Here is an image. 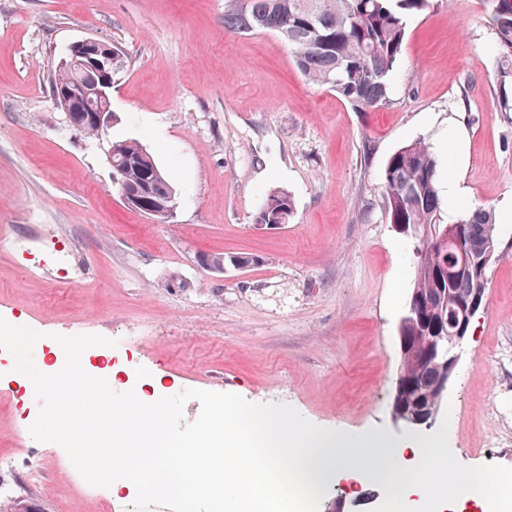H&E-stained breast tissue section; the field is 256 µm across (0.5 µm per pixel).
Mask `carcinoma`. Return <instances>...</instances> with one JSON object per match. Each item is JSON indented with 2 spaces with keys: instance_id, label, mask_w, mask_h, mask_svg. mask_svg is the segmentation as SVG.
<instances>
[{
  "instance_id": "1",
  "label": "carcinoma",
  "mask_w": 512,
  "mask_h": 512,
  "mask_svg": "<svg viewBox=\"0 0 512 512\" xmlns=\"http://www.w3.org/2000/svg\"><path fill=\"white\" fill-rule=\"evenodd\" d=\"M490 27L495 35L497 79L501 87L512 84V0H484ZM430 0H225L224 28L239 36L258 31L275 32L293 49L296 66L312 84L328 86L353 109L366 112L389 103L392 73L397 66L406 35L408 18L429 7ZM115 161L130 164L132 185L139 186L161 177L152 153L136 139L116 140ZM382 206L389 223L400 229L417 228L421 234L440 233L454 226L464 233L469 224L483 226L485 235L496 238L492 210L476 207L461 218L447 222L442 216V199L437 181V161L430 146L417 140L400 147L388 159L382 174ZM293 216L290 195L269 192L256 215L257 224H287ZM450 255L414 253V278L409 300H431L450 287L464 299L471 285L465 279L451 283L438 277ZM451 313L444 320L427 325L404 324L403 342L411 356L409 373L417 383L402 390V397L416 416L438 415L444 402L435 400L432 390L444 378L438 364L423 363L416 356L420 342L416 332L438 336L449 328Z\"/></svg>"
}]
</instances>
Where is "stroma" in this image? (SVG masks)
I'll list each match as a JSON object with an SVG mask.
<instances>
[{
	"label": "stroma",
	"instance_id": "obj_1",
	"mask_svg": "<svg viewBox=\"0 0 512 512\" xmlns=\"http://www.w3.org/2000/svg\"><path fill=\"white\" fill-rule=\"evenodd\" d=\"M225 0H0V317L44 335L97 334L163 393L286 403L323 428L396 442L398 327L413 239L389 224L381 175L422 139L447 184L444 139L464 140L469 205L512 203V121L497 110L482 0H432L409 18L387 106L358 112L306 82L287 42L224 28ZM118 47L108 136L65 122L47 77L70 44ZM139 140L173 185L158 222L125 206L106 161ZM290 223L254 226L265 195ZM487 302L448 383L449 440L467 466L512 467V223L496 227ZM249 256L217 274L201 253ZM182 284L169 285L171 275ZM0 362V512H98Z\"/></svg>",
	"mask_w": 512,
	"mask_h": 512
}]
</instances>
